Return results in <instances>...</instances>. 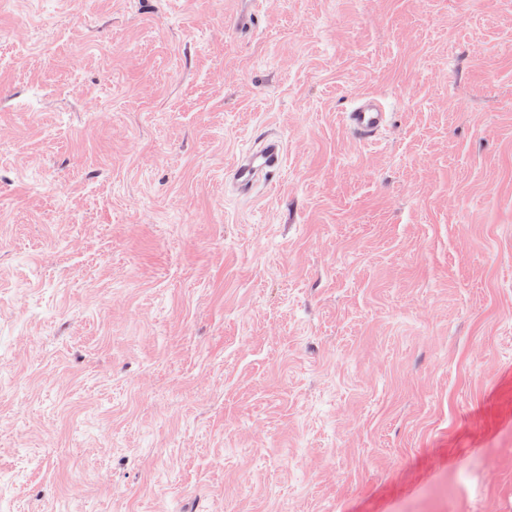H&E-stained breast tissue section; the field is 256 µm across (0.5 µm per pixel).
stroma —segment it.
<instances>
[{
    "label": "stroma",
    "mask_w": 512,
    "mask_h": 512,
    "mask_svg": "<svg viewBox=\"0 0 512 512\" xmlns=\"http://www.w3.org/2000/svg\"><path fill=\"white\" fill-rule=\"evenodd\" d=\"M0 512H512V0H0ZM388 116L380 99L366 94L356 98L343 113V123L359 141L369 143L386 127ZM286 159L281 138L268 136L258 149H253L238 159L231 168V176L244 191L263 180L266 185L275 182Z\"/></svg>",
    "instance_id": "1"
}]
</instances>
